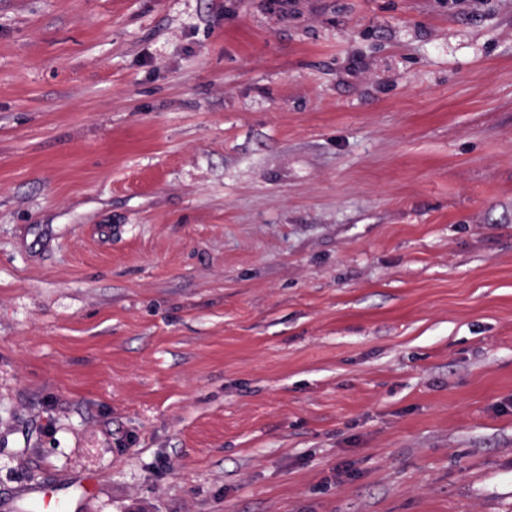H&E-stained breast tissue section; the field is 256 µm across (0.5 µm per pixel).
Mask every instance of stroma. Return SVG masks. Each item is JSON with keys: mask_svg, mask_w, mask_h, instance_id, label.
<instances>
[{"mask_svg": "<svg viewBox=\"0 0 512 512\" xmlns=\"http://www.w3.org/2000/svg\"><path fill=\"white\" fill-rule=\"evenodd\" d=\"M512 512V0H0V512Z\"/></svg>", "mask_w": 512, "mask_h": 512, "instance_id": "obj_1", "label": "stroma"}]
</instances>
